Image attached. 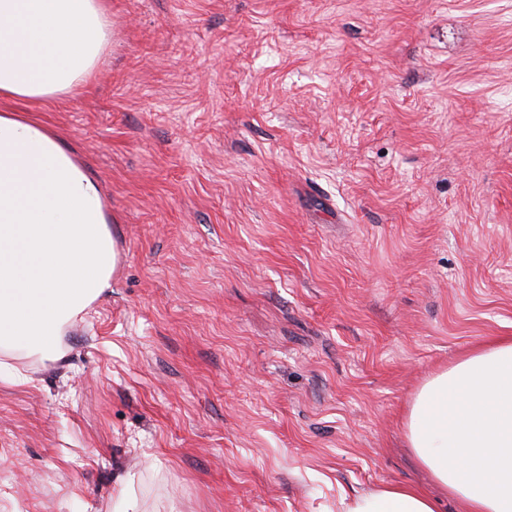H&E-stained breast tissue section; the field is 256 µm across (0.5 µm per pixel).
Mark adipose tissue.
Here are the masks:
<instances>
[{"label":"adipose tissue","mask_w":512,"mask_h":512,"mask_svg":"<svg viewBox=\"0 0 512 512\" xmlns=\"http://www.w3.org/2000/svg\"><path fill=\"white\" fill-rule=\"evenodd\" d=\"M112 38L105 0H0V98L51 100L85 83ZM117 251L98 181L48 127L0 113V349L59 335L110 286ZM417 463L463 512H512V339L431 377L405 412ZM393 484L340 512H440Z\"/></svg>","instance_id":"ef3b65f1"}]
</instances>
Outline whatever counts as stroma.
Returning a JSON list of instances; mask_svg holds the SVG:
<instances>
[{"label":"stroma","mask_w":512,"mask_h":512,"mask_svg":"<svg viewBox=\"0 0 512 512\" xmlns=\"http://www.w3.org/2000/svg\"><path fill=\"white\" fill-rule=\"evenodd\" d=\"M92 77L0 100L98 181L118 262L0 351V512H336L438 488L435 371L512 337V0H107ZM339 512H442L441 502L418 489L393 484L355 497L338 494Z\"/></svg>","instance_id":"35a3bbf8"}]
</instances>
